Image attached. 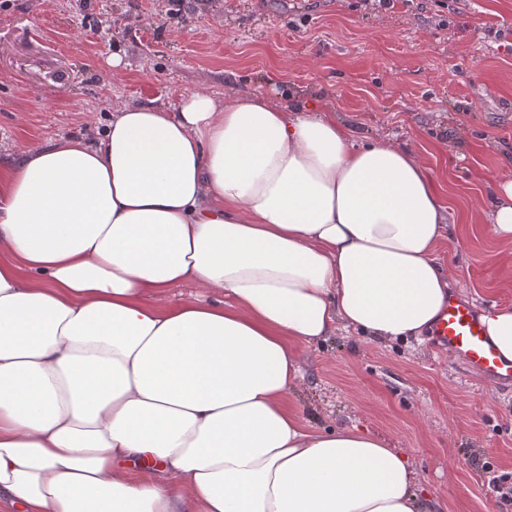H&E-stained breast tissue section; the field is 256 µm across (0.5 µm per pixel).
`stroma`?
<instances>
[{
	"mask_svg": "<svg viewBox=\"0 0 512 512\" xmlns=\"http://www.w3.org/2000/svg\"><path fill=\"white\" fill-rule=\"evenodd\" d=\"M8 0L0 6V167L81 136L113 102L227 90L333 108L359 139L414 149L456 230L435 260L476 305L512 306V242L488 193L512 167V0ZM123 60L112 68V55ZM290 400L313 429L359 427L410 457L435 512H489L482 465L512 474V394L425 339L351 329L302 350Z\"/></svg>",
	"mask_w": 512,
	"mask_h": 512,
	"instance_id": "stroma-1",
	"label": "stroma"
}]
</instances>
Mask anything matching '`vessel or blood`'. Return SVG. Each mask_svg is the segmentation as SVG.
I'll list each match as a JSON object with an SVG mask.
<instances>
[{
    "label": "vessel or blood",
    "mask_w": 512,
    "mask_h": 512,
    "mask_svg": "<svg viewBox=\"0 0 512 512\" xmlns=\"http://www.w3.org/2000/svg\"><path fill=\"white\" fill-rule=\"evenodd\" d=\"M476 305L449 292L430 329L432 345L492 387L512 392V360L503 359L489 341Z\"/></svg>",
    "instance_id": "1"
}]
</instances>
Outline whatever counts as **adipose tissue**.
Wrapping results in <instances>:
<instances>
[{
  "instance_id": "adipose-tissue-1",
  "label": "adipose tissue",
  "mask_w": 512,
  "mask_h": 512,
  "mask_svg": "<svg viewBox=\"0 0 512 512\" xmlns=\"http://www.w3.org/2000/svg\"><path fill=\"white\" fill-rule=\"evenodd\" d=\"M454 225L413 150L233 91L116 102L0 173L8 512H421L407 456L288 405L297 348L435 322ZM489 232L512 241V176ZM192 283L207 296L170 304Z\"/></svg>"
}]
</instances>
